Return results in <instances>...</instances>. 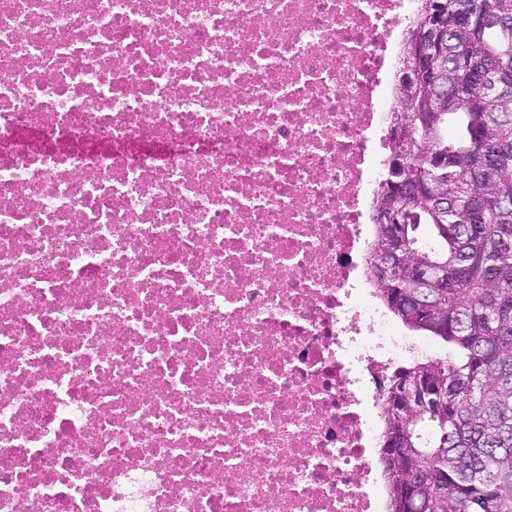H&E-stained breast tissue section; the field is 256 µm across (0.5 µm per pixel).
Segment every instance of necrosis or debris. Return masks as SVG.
<instances>
[{
    "mask_svg": "<svg viewBox=\"0 0 512 512\" xmlns=\"http://www.w3.org/2000/svg\"><path fill=\"white\" fill-rule=\"evenodd\" d=\"M419 0H0V512H385L366 273Z\"/></svg>",
    "mask_w": 512,
    "mask_h": 512,
    "instance_id": "necrosis-or-debris-1",
    "label": "necrosis or debris"
}]
</instances>
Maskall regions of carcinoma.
<instances>
[{
    "mask_svg": "<svg viewBox=\"0 0 512 512\" xmlns=\"http://www.w3.org/2000/svg\"><path fill=\"white\" fill-rule=\"evenodd\" d=\"M467 14L473 24L464 26ZM512 0H421L403 45L396 121L385 177L374 202V249L399 248L406 262L380 280L377 295L405 326L453 346L455 356L401 366L390 378L432 376L456 405L385 418V435L406 450L383 471L387 512H410L415 471L434 482L415 492L422 512H512ZM437 67L441 80L405 73ZM398 211L389 226L382 212ZM448 272L449 288L414 293L413 268Z\"/></svg>",
    "mask_w": 512,
    "mask_h": 512,
    "instance_id": "obj_1",
    "label": "carcinoma"
}]
</instances>
